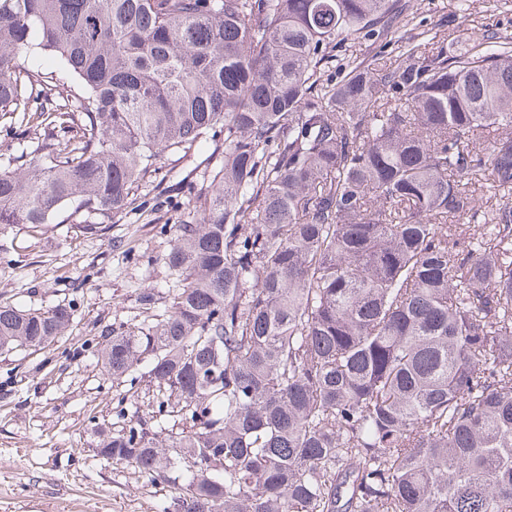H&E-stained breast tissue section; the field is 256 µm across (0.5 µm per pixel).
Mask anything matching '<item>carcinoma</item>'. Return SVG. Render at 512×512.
<instances>
[{
    "mask_svg": "<svg viewBox=\"0 0 512 512\" xmlns=\"http://www.w3.org/2000/svg\"><path fill=\"white\" fill-rule=\"evenodd\" d=\"M414 14L0 0V226L101 232L161 157L224 133L169 228L168 305L140 295L97 351L157 384L100 453L150 482L191 469L164 512H512V39L449 16L418 42ZM39 53L52 70L21 65ZM73 319L0 304V351Z\"/></svg>",
    "mask_w": 512,
    "mask_h": 512,
    "instance_id": "obj_1",
    "label": "carcinoma"
}]
</instances>
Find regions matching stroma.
Wrapping results in <instances>:
<instances>
[{"label":"stroma","instance_id":"stroma-1","mask_svg":"<svg viewBox=\"0 0 512 512\" xmlns=\"http://www.w3.org/2000/svg\"><path fill=\"white\" fill-rule=\"evenodd\" d=\"M158 166L141 188L149 207L114 216L105 233L0 226V301L75 311L52 346L0 353V512H162L179 494L97 450L121 415L155 403L154 383L110 378L96 352L139 324L142 292L174 284L161 228L192 211L206 162L191 153Z\"/></svg>","mask_w":512,"mask_h":512}]
</instances>
